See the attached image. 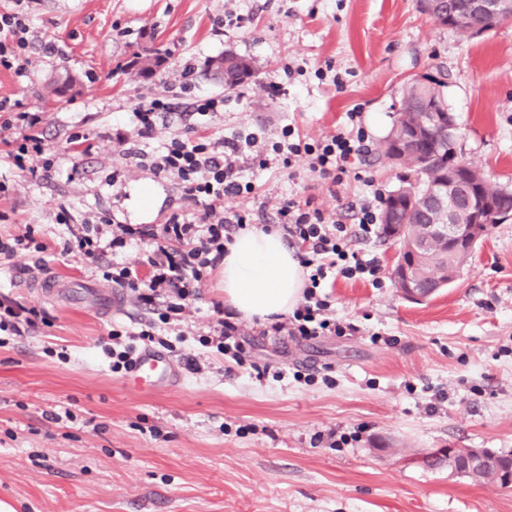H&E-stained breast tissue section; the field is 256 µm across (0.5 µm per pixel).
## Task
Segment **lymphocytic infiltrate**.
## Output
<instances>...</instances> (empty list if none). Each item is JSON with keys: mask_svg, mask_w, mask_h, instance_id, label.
<instances>
[{"mask_svg": "<svg viewBox=\"0 0 512 512\" xmlns=\"http://www.w3.org/2000/svg\"><path fill=\"white\" fill-rule=\"evenodd\" d=\"M32 35L23 11L0 12V70L25 73L29 63ZM178 118L176 104L167 95L157 94L138 102L129 116L130 132L116 133L114 143L129 161L128 168L112 172L113 181L125 179L129 168L144 167L154 175L173 181L181 192L182 208L171 212L162 224H127L106 212L74 214L69 205L59 204L55 220L72 225L73 231L63 243L64 254L93 264L103 282L122 288L145 309L160 311V322L182 318L192 311L199 290L223 263L226 245L232 233L245 229L248 214L225 209V199L252 192L244 172L248 161L260 167L279 165L293 169L306 164L321 179L342 183L355 158L361 157L366 140L359 112L346 114L343 130L308 142L296 135L292 126H284L280 138L265 144L257 134L227 137L196 136L172 138L162 149L150 148L159 129ZM46 113L29 111L20 103L0 98V143L7 148L9 163L30 175L49 177L53 159L46 156L41 129ZM383 195L370 190L354 204L356 221L345 224L316 206L313 199L281 200L272 226L309 271L302 303L292 315L273 316L262 330L266 336H288L311 340L321 336H347L353 324L329 313L330 304L320 288L328 278L339 275L363 279L382 287L384 273L376 258H363L353 247L355 241L372 237L378 221ZM137 248L135 262L121 258L128 248ZM47 242L35 235L32 225L18 233L0 236V259H12L17 252L35 253L28 267L30 280L42 279L48 272ZM215 320L199 342L236 364H243L246 348L237 313L223 304L213 306ZM156 324L146 323L137 330H113L111 343L104 351L112 372L133 367L140 348L173 344L160 337Z\"/></svg>", "mask_w": 512, "mask_h": 512, "instance_id": "lymphocytic-infiltrate-1", "label": "lymphocytic infiltrate"}]
</instances>
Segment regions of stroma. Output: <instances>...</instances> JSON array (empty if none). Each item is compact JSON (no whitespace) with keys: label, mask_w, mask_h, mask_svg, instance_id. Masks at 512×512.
Masks as SVG:
<instances>
[{"label":"stroma","mask_w":512,"mask_h":512,"mask_svg":"<svg viewBox=\"0 0 512 512\" xmlns=\"http://www.w3.org/2000/svg\"><path fill=\"white\" fill-rule=\"evenodd\" d=\"M34 37L26 76L0 71V97L48 116L44 138L59 170L22 177L0 155V178L18 182L0 211L16 213L50 243L52 276L97 285L89 264L62 255L74 212H114L132 224H160L180 206L176 186L125 166L112 124L141 99L164 94L183 65L196 92L220 95L224 111L162 130L249 133L275 138L283 125L309 141L361 114L368 147L387 135L405 85L444 79L456 116L459 153L490 181L512 189V20L462 38L421 15L416 0H24ZM242 23L214 35L225 9ZM63 46L47 58L42 44ZM164 66L141 78L145 50ZM251 58L255 78L233 91L208 78L210 59ZM332 65L340 85L317 79ZM72 75L76 93L55 102L52 77ZM90 154L70 158L72 129ZM358 177L339 185L301 166L295 175L248 165L255 190L229 199L253 227L268 223L280 198L313 197L351 224V201L372 179L390 194L402 170L360 159ZM147 191L141 203L139 191ZM29 254L0 265V297L44 311L46 321L0 347V501L14 512H512V489L475 483L420 459L439 448L512 453V220L495 225L456 281L421 303L394 285L336 277L326 285L350 336L309 341L263 336L244 322L248 357L238 365L198 339L224 299L221 273L203 285L182 323L172 357L182 382L146 394L130 390L102 347L112 328L138 327L149 312L127 301L101 312L39 295L26 278ZM198 371H190L188 360ZM266 368L257 378L256 367ZM62 414L54 422L52 414ZM346 435L333 445L332 434Z\"/></svg>","instance_id":"1"}]
</instances>
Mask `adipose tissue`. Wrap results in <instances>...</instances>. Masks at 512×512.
Instances as JSON below:
<instances>
[{"mask_svg":"<svg viewBox=\"0 0 512 512\" xmlns=\"http://www.w3.org/2000/svg\"><path fill=\"white\" fill-rule=\"evenodd\" d=\"M224 258V298L242 318L284 315L304 288L302 267L279 233L247 229Z\"/></svg>","mask_w":512,"mask_h":512,"instance_id":"ef3b65f1","label":"adipose tissue"}]
</instances>
